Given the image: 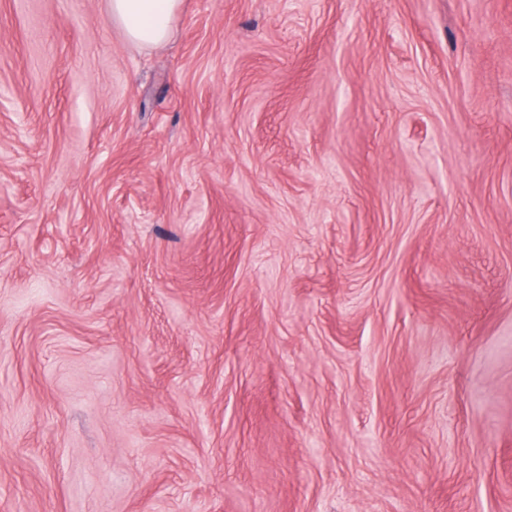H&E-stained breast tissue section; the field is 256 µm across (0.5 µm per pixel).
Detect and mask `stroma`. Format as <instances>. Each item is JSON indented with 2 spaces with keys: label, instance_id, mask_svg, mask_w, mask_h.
I'll return each mask as SVG.
<instances>
[{
  "label": "stroma",
  "instance_id": "obj_1",
  "mask_svg": "<svg viewBox=\"0 0 512 512\" xmlns=\"http://www.w3.org/2000/svg\"><path fill=\"white\" fill-rule=\"evenodd\" d=\"M0 512H512V0H0ZM112 21L137 45L164 42L181 7V0H107Z\"/></svg>",
  "mask_w": 512,
  "mask_h": 512
}]
</instances>
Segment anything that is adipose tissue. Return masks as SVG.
<instances>
[{
    "mask_svg": "<svg viewBox=\"0 0 512 512\" xmlns=\"http://www.w3.org/2000/svg\"><path fill=\"white\" fill-rule=\"evenodd\" d=\"M113 22L137 45L164 42L181 7V0H107Z\"/></svg>",
    "mask_w": 512,
    "mask_h": 512,
    "instance_id": "1",
    "label": "adipose tissue"
}]
</instances>
